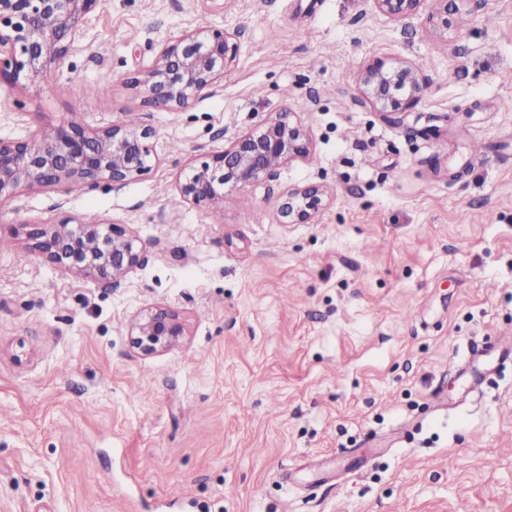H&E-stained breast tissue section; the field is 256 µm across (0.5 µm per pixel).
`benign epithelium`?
I'll list each match as a JSON object with an SVG mask.
<instances>
[{"label": "benign epithelium", "mask_w": 512, "mask_h": 512, "mask_svg": "<svg viewBox=\"0 0 512 512\" xmlns=\"http://www.w3.org/2000/svg\"><path fill=\"white\" fill-rule=\"evenodd\" d=\"M387 17L418 13L424 0H372ZM103 0H0V81L38 90L65 66L88 14ZM238 33L210 26L185 30L159 49L151 67L127 85L147 107L186 109L216 88L239 54ZM427 83L406 61L376 59L363 73L361 93L384 117L399 123L422 100ZM150 125L123 122L92 129L81 121L60 124L48 135L0 139V201H16L24 188L123 185L149 171L159 158ZM309 130L295 112L272 113L258 128L211 151L178 184L180 197L214 205L226 191L273 176L311 153ZM327 188L309 184L288 190L279 207L283 224H307L327 205ZM31 247L52 265L76 276L116 283L142 265L144 246L120 224L65 217L38 223L28 232ZM184 336L178 316L157 306L130 327V341L143 355L176 346Z\"/></svg>", "instance_id": "obj_1"}]
</instances>
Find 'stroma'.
I'll return each mask as SVG.
<instances>
[{
  "label": "stroma",
  "mask_w": 512,
  "mask_h": 512,
  "mask_svg": "<svg viewBox=\"0 0 512 512\" xmlns=\"http://www.w3.org/2000/svg\"><path fill=\"white\" fill-rule=\"evenodd\" d=\"M435 13L104 0L63 71L0 84L2 139L132 114L160 156L0 204V512H512V358L471 353L512 336V0ZM198 25L239 31L235 65L185 110L141 106L125 78ZM375 57L427 81L401 124L358 95ZM282 110L308 159L180 200L201 154ZM307 184L329 205L281 223ZM65 216L124 225L142 266L112 287L48 263L27 231ZM157 306L184 335L145 356L130 326ZM330 194L318 184L288 189L279 207L281 223L308 224L327 205Z\"/></svg>",
  "instance_id": "stroma-1"
}]
</instances>
